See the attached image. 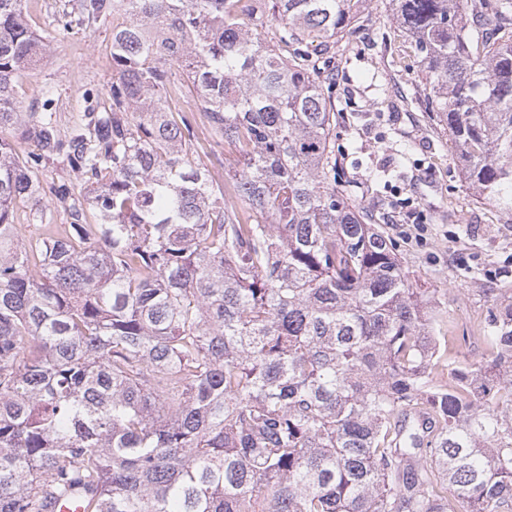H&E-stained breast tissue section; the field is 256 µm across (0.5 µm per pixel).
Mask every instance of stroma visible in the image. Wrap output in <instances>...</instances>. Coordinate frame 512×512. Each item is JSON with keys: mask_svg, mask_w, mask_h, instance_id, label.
Here are the masks:
<instances>
[{"mask_svg": "<svg viewBox=\"0 0 512 512\" xmlns=\"http://www.w3.org/2000/svg\"><path fill=\"white\" fill-rule=\"evenodd\" d=\"M54 0H25L33 30L48 44L17 87L24 111L51 100L61 125L106 97L112 83L110 27L53 32ZM309 58L336 112V162L367 223L395 242L414 287L445 300L436 325L455 339L454 356L480 362V325L512 289V214L467 186L448 128L425 100L414 44L396 23L391 0H365L352 33Z\"/></svg>", "mask_w": 512, "mask_h": 512, "instance_id": "obj_1", "label": "stroma"}]
</instances>
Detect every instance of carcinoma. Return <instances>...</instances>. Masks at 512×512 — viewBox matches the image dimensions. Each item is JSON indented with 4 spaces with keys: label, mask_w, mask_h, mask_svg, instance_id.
Wrapping results in <instances>:
<instances>
[{
    "label": "carcinoma",
    "mask_w": 512,
    "mask_h": 512,
    "mask_svg": "<svg viewBox=\"0 0 512 512\" xmlns=\"http://www.w3.org/2000/svg\"><path fill=\"white\" fill-rule=\"evenodd\" d=\"M240 2L63 0L56 30L129 21L63 127L16 104L47 45L0 0V512H512V303L483 362L445 357L440 302L336 178L307 47L365 0H271L272 31ZM392 2L466 183L511 213L512 0ZM224 143L233 204L195 162ZM46 197L68 232L22 236Z\"/></svg>",
    "instance_id": "carcinoma-1"
}]
</instances>
